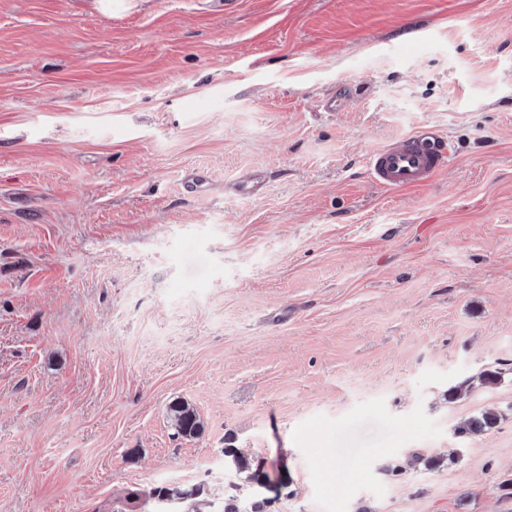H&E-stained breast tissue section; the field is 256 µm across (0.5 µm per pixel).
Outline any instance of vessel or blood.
I'll return each mask as SVG.
<instances>
[{"label": "vessel or blood", "mask_w": 512, "mask_h": 512, "mask_svg": "<svg viewBox=\"0 0 512 512\" xmlns=\"http://www.w3.org/2000/svg\"><path fill=\"white\" fill-rule=\"evenodd\" d=\"M450 150L446 135L431 125L370 153L367 167L377 185L392 190L426 186L448 165Z\"/></svg>", "instance_id": "obj_1"}]
</instances>
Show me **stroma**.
<instances>
[{
	"label": "stroma",
	"instance_id": "1",
	"mask_svg": "<svg viewBox=\"0 0 512 512\" xmlns=\"http://www.w3.org/2000/svg\"><path fill=\"white\" fill-rule=\"evenodd\" d=\"M422 124L446 170L375 184ZM507 479L512 0H0V512H512ZM450 150L446 135L431 125L370 153L367 167L377 185L392 190L426 186L448 165ZM500 370L502 369L483 370L479 372L476 377H472L469 380L461 383L460 385L450 388L448 390L449 400H456L463 396L470 388H472V385L474 384V379H476L479 386L492 387L498 384L501 380V374L503 373ZM469 381L471 383H468ZM170 419L177 435L186 438L195 436L202 426L196 412L185 404L171 406ZM498 415L495 411L488 409L479 416L471 417L457 427L460 437L483 433L497 424ZM202 492H203V486L201 487V485H199V486L191 487L189 489H178V488H173V489L160 488L159 489V488H157V489L153 490L150 493V495L153 497H158V498L165 497L166 499L173 498L176 500L191 501L193 508H192V510H188V511L200 512V511H202L201 509H203L200 505L209 503L207 500H204V499L199 500V498L202 495Z\"/></svg>",
	"mask_w": 512,
	"mask_h": 512
}]
</instances>
